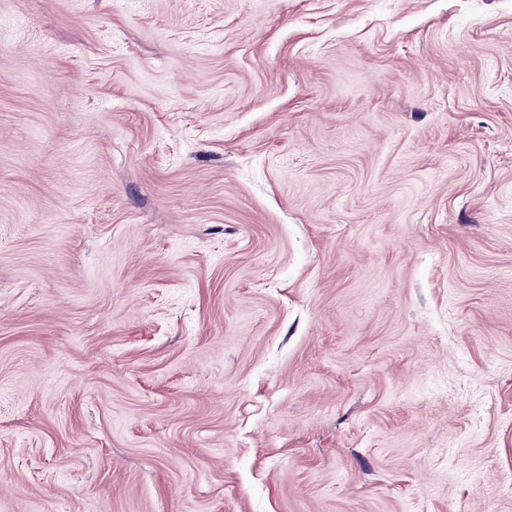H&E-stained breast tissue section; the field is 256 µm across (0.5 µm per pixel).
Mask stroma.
Returning <instances> with one entry per match:
<instances>
[{"instance_id": "1", "label": "stroma", "mask_w": 512, "mask_h": 512, "mask_svg": "<svg viewBox=\"0 0 512 512\" xmlns=\"http://www.w3.org/2000/svg\"><path fill=\"white\" fill-rule=\"evenodd\" d=\"M0 512H512V0H0Z\"/></svg>"}]
</instances>
